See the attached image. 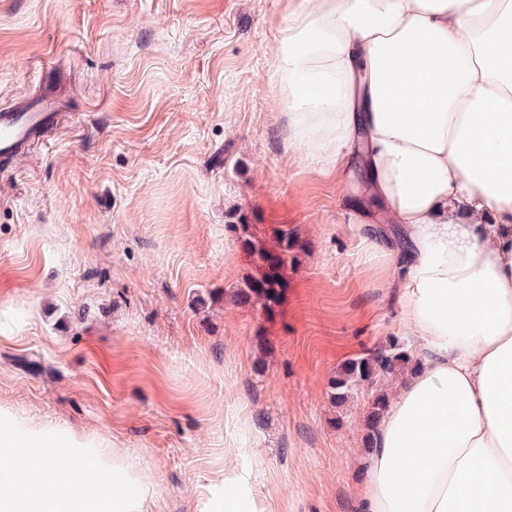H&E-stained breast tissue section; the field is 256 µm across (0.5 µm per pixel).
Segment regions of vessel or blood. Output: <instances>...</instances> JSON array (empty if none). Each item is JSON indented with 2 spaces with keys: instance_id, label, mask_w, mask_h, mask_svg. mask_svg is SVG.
<instances>
[{
  "instance_id": "obj_1",
  "label": "vessel or blood",
  "mask_w": 512,
  "mask_h": 512,
  "mask_svg": "<svg viewBox=\"0 0 512 512\" xmlns=\"http://www.w3.org/2000/svg\"><path fill=\"white\" fill-rule=\"evenodd\" d=\"M62 110V103L50 95L22 98L0 109V159L33 145L38 133L56 122Z\"/></svg>"
}]
</instances>
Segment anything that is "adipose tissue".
<instances>
[{
	"label": "adipose tissue",
	"mask_w": 512,
	"mask_h": 512,
	"mask_svg": "<svg viewBox=\"0 0 512 512\" xmlns=\"http://www.w3.org/2000/svg\"><path fill=\"white\" fill-rule=\"evenodd\" d=\"M271 88L289 147L363 160L407 231L397 384L360 512H512V0H293Z\"/></svg>",
	"instance_id": "obj_1"
}]
</instances>
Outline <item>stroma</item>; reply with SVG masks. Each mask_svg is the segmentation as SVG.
<instances>
[{"label": "stroma", "instance_id": "1", "mask_svg": "<svg viewBox=\"0 0 512 512\" xmlns=\"http://www.w3.org/2000/svg\"><path fill=\"white\" fill-rule=\"evenodd\" d=\"M291 0H0V107L64 104L0 159V408L118 448L147 512H201L232 479L268 512H359L363 384L328 380L400 314L391 211L348 220L357 176L287 148L270 87ZM298 228L273 313L234 303L230 232Z\"/></svg>", "mask_w": 512, "mask_h": 512}]
</instances>
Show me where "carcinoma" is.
<instances>
[{
    "label": "carcinoma",
    "mask_w": 512,
    "mask_h": 512,
    "mask_svg": "<svg viewBox=\"0 0 512 512\" xmlns=\"http://www.w3.org/2000/svg\"><path fill=\"white\" fill-rule=\"evenodd\" d=\"M230 229L243 251L253 258L256 271L235 289L234 300L243 306L274 311L288 287V265L296 264L301 250L297 229L281 225L272 229L271 244L258 240L249 224H232ZM421 361L412 356L403 342L394 337L369 356L346 361L328 381V395L335 405H344L360 385L371 381L378 384L365 416V443L371 448L390 400L385 383L398 373L419 370Z\"/></svg>",
    "instance_id": "obj_1"
}]
</instances>
